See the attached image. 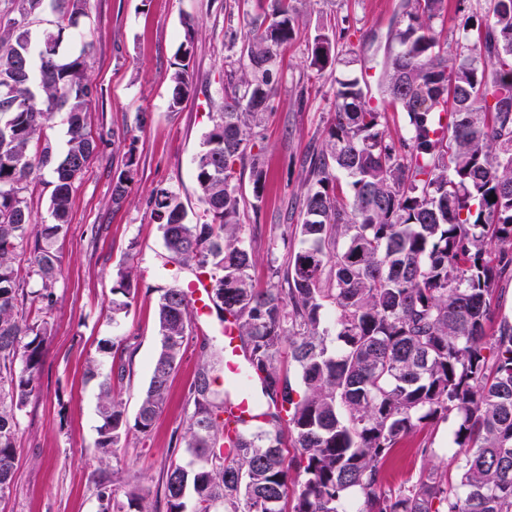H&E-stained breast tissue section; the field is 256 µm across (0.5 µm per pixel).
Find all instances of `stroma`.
Instances as JSON below:
<instances>
[{
	"label": "stroma",
	"instance_id": "1",
	"mask_svg": "<svg viewBox=\"0 0 512 512\" xmlns=\"http://www.w3.org/2000/svg\"><path fill=\"white\" fill-rule=\"evenodd\" d=\"M299 33L276 59L280 79L260 127L253 131L254 154L265 174L261 198H254L250 173L239 182L250 271L259 288L271 287V265H286L298 248L291 230L300 223L310 158L325 147L333 115L336 82H367L372 104L385 58L397 48L393 38L403 0H293ZM487 0H448L434 23L440 50L456 59V42L469 16ZM270 0H89L87 14L64 32L62 57L90 47L88 74L98 94L87 114V129L100 141L98 153L77 181L70 223L53 244L60 265L54 302L24 299L29 320H47L37 395L19 412L17 469L0 512H101L100 490L112 488L114 503L126 505L127 485L139 486L155 512H164L166 470L183 456L180 438L193 410L190 388L205 357L203 342L223 347V336L189 326L183 357L172 373L166 404L148 433L129 431L113 454L94 452L101 420L100 389L112 395L127 418H135L148 386L158 349L157 309L165 276L162 234L151 217V192L173 190L191 223L206 222L196 181L195 159L206 134L233 93L240 74L241 26L267 24ZM198 28L190 62L192 91L179 109L169 106V76L184 40L182 21ZM343 37L347 54L315 74L308 66L314 37ZM136 175L126 196L112 200V183L127 158ZM132 268L137 291L130 307L112 312V287L121 268ZM113 346L103 353V343ZM131 373L117 378L119 360ZM452 424L438 421L404 438L383 468L384 489L395 491L425 468L454 475L448 446Z\"/></svg>",
	"mask_w": 512,
	"mask_h": 512
}]
</instances>
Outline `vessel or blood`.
I'll return each mask as SVG.
<instances>
[{
  "instance_id": "1",
  "label": "vessel or blood",
  "mask_w": 512,
  "mask_h": 512,
  "mask_svg": "<svg viewBox=\"0 0 512 512\" xmlns=\"http://www.w3.org/2000/svg\"><path fill=\"white\" fill-rule=\"evenodd\" d=\"M210 292L209 273L206 269H198L187 284V297L197 315H211ZM224 388L228 407L225 419L230 432H238L259 422L256 406L258 385L247 378V360L238 336L229 325L224 328Z\"/></svg>"
}]
</instances>
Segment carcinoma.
<instances>
[{"instance_id":"1","label":"carcinoma","mask_w":512,"mask_h":512,"mask_svg":"<svg viewBox=\"0 0 512 512\" xmlns=\"http://www.w3.org/2000/svg\"><path fill=\"white\" fill-rule=\"evenodd\" d=\"M13 2L15 16L0 25V89L19 84L23 95L0 97V498L16 470L17 412L38 389L49 337L48 321L20 313L22 284L39 276L33 295L52 305L59 266L52 243L66 232L75 183L100 148L86 129L97 95L87 58L63 59L59 51L61 25L86 15L88 0ZM47 5L60 28L44 31L35 50L28 19ZM446 9V0H405L398 50L384 62L381 101L406 115L408 137L387 135L385 113L359 79L337 81L325 150L310 163L302 221L292 228L301 247L286 266L271 267L276 287L252 282L234 181L277 83L274 56L296 33L290 0H272L264 29L244 27V93L224 101L196 157L211 221L189 223L174 191L153 190L167 261L210 272L217 314L233 322L248 350L263 417L228 440L225 397L211 388L223 363L204 362L191 387L187 458L166 471V512H187L189 487L193 512H512V317L485 331L490 300L512 277V0H489L484 15L468 19L477 40L451 67L433 30ZM184 27L169 77L173 109L190 88L195 24L187 19ZM336 45L325 34L315 38L309 67L316 74L336 62ZM59 109L68 114L60 154L43 138ZM134 164L129 157L113 183L116 203ZM43 168L56 181L49 224L35 222L23 195ZM340 174L350 178L347 196L337 192ZM25 248L24 274L16 258ZM133 281L131 271H117L112 313L130 306ZM328 305L331 328L322 320ZM190 308L183 288L163 289L159 348L133 424L141 433L165 403ZM285 360L304 386L298 401L282 373ZM99 416L96 450L108 455L128 428L108 383ZM449 419L455 479L429 468L413 484L385 490L382 468L401 440ZM286 433L293 454L283 446ZM126 498L135 512H152L137 487Z\"/></svg>"}]
</instances>
